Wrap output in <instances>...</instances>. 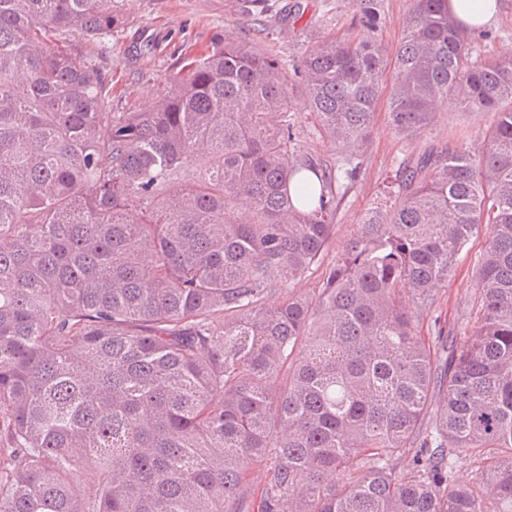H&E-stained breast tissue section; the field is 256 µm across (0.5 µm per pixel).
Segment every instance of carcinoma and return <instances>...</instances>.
<instances>
[{
  "label": "carcinoma",
  "instance_id": "1",
  "mask_svg": "<svg viewBox=\"0 0 512 512\" xmlns=\"http://www.w3.org/2000/svg\"><path fill=\"white\" fill-rule=\"evenodd\" d=\"M380 2L303 61L332 167L249 43L184 55L175 94L114 119L72 44L112 36L113 0H0V512H512V59L448 0H413L389 55ZM384 92L404 137L447 99L495 120L400 164L317 292L281 293L322 258ZM479 233L478 324L432 343L417 323Z\"/></svg>",
  "mask_w": 512,
  "mask_h": 512
}]
</instances>
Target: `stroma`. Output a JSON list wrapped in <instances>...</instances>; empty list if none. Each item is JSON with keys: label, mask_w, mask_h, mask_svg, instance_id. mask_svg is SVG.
Wrapping results in <instances>:
<instances>
[{"label": "stroma", "mask_w": 512, "mask_h": 512, "mask_svg": "<svg viewBox=\"0 0 512 512\" xmlns=\"http://www.w3.org/2000/svg\"><path fill=\"white\" fill-rule=\"evenodd\" d=\"M124 24L103 41L78 40L79 49L97 59L101 77L112 92V112H144L176 92L175 76L180 54H205L219 37L241 38L286 65L289 73L288 115L300 133L302 150L328 161L339 155L336 145L321 138L308 105L300 72L309 49L323 37L345 32L358 9L354 0H270V9L254 18L244 0H115ZM300 11H293V4ZM411 0H382L376 36L387 52H394L402 36ZM495 116L490 112H465L445 104L435 124L411 140L399 138L389 124L386 103L374 114L364 166L358 180L343 196L336 227L321 265L312 267L299 281L289 284L293 294L313 293L327 266L332 265L346 242L355 236L364 213L377 201L383 180L399 163L435 146L477 144ZM483 235H475L457 258L455 275L439 293L434 317L424 318L422 336L432 334L434 318L469 336L477 320L474 260L482 249Z\"/></svg>", "instance_id": "1"}]
</instances>
